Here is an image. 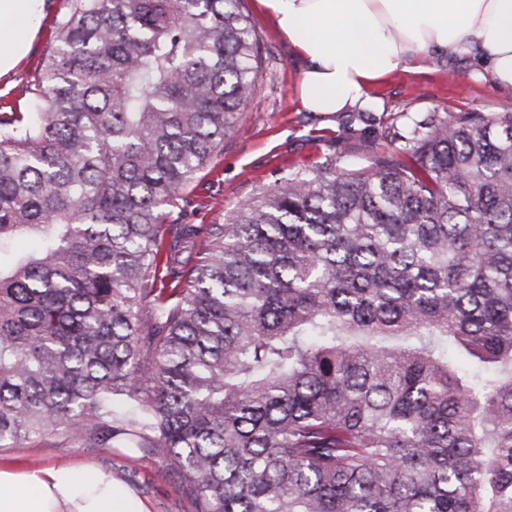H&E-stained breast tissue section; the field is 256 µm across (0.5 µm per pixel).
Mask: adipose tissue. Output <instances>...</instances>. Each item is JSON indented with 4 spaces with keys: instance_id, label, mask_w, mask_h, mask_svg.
Returning a JSON list of instances; mask_svg holds the SVG:
<instances>
[{
    "instance_id": "adipose-tissue-1",
    "label": "adipose tissue",
    "mask_w": 512,
    "mask_h": 512,
    "mask_svg": "<svg viewBox=\"0 0 512 512\" xmlns=\"http://www.w3.org/2000/svg\"><path fill=\"white\" fill-rule=\"evenodd\" d=\"M306 62L302 106L330 115L369 103L367 88L448 49L477 48L492 81L512 86V0H257ZM44 0H0V75L26 54ZM0 512H150L112 473L85 461L0 466Z\"/></svg>"
}]
</instances>
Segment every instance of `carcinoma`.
<instances>
[{
    "label": "carcinoma",
    "mask_w": 512,
    "mask_h": 512,
    "mask_svg": "<svg viewBox=\"0 0 512 512\" xmlns=\"http://www.w3.org/2000/svg\"><path fill=\"white\" fill-rule=\"evenodd\" d=\"M243 4L72 0L0 112V447L150 448L198 512H512V113L180 224L259 81Z\"/></svg>",
    "instance_id": "obj_1"
}]
</instances>
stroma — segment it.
Listing matches in <instances>:
<instances>
[{"instance_id": "35a3bbf8", "label": "stroma", "mask_w": 512, "mask_h": 512, "mask_svg": "<svg viewBox=\"0 0 512 512\" xmlns=\"http://www.w3.org/2000/svg\"><path fill=\"white\" fill-rule=\"evenodd\" d=\"M70 5V0H46L30 50L0 76V112L26 108V81L40 68L54 23ZM244 5L261 43L259 86L241 113L243 131L227 133L210 166L182 190L178 206L184 223L222 222L225 214L288 172L313 169L341 150L357 155L365 146L381 143L388 126L401 125L405 116L512 112V87L482 79L479 56L472 50L438 56L421 68L407 63L371 88L377 102L369 109L333 115L305 111L298 95L303 62L259 10L257 0H244ZM77 460L111 469L149 502L151 512L197 510L193 495L179 490L178 472L147 448H120L109 442L84 448L60 434L33 436L16 448L0 447V465L14 469Z\"/></svg>"}]
</instances>
